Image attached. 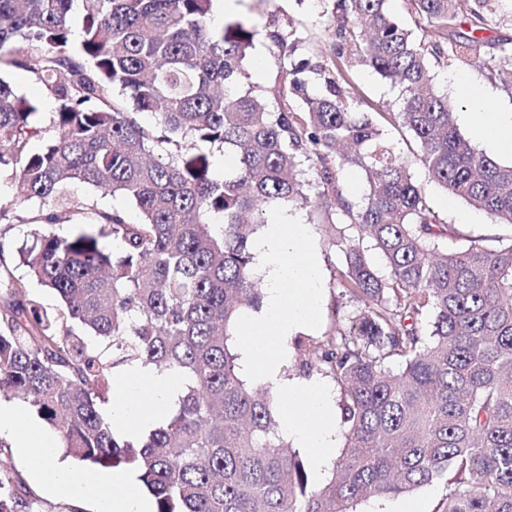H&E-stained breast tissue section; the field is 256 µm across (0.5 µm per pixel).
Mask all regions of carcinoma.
Returning <instances> with one entry per match:
<instances>
[{
	"label": "carcinoma",
	"mask_w": 512,
	"mask_h": 512,
	"mask_svg": "<svg viewBox=\"0 0 512 512\" xmlns=\"http://www.w3.org/2000/svg\"><path fill=\"white\" fill-rule=\"evenodd\" d=\"M73 2L0 0V71L28 72L55 101L45 122L0 77V168L22 187L0 200V222L30 204L47 227L11 262L0 250V393L59 428L79 461L134 472L155 512H354L370 495L441 482L442 512H512V243L440 247L448 225L385 136L408 133L429 181L512 227V164L461 135L432 74L452 63L512 71V40L481 36L512 23L507 0H407L411 27L390 0H331L325 63L289 60L296 31L273 24L284 79L271 99L238 89L257 32L232 15L214 25L213 0H82L77 42ZM355 60L399 88L397 109L361 111L347 79ZM215 149L235 160L222 179ZM347 165L367 175L362 202L344 192ZM75 183L92 195L74 197ZM116 194L138 222L99 206ZM282 201L350 230L336 239L346 269L335 288L357 309L302 345L298 367L341 394L346 442L319 486L229 344L261 306L251 245ZM80 216L71 234L51 231ZM19 267L60 307L30 295ZM135 365L188 383L170 416L131 441L101 405L110 378ZM13 484L0 472V512H19Z\"/></svg>",
	"instance_id": "cac0c4a2"
}]
</instances>
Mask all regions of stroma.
Instances as JSON below:
<instances>
[{
  "label": "stroma",
  "instance_id": "1",
  "mask_svg": "<svg viewBox=\"0 0 512 512\" xmlns=\"http://www.w3.org/2000/svg\"><path fill=\"white\" fill-rule=\"evenodd\" d=\"M235 13L258 31L255 48L245 64L247 76L242 79L241 89H253L258 93L273 95L281 85L279 56L281 50L270 43L265 32L271 23L293 25L299 36L295 55L315 61L329 59L332 55L333 29L331 18L325 13L324 0H235ZM437 87L452 93L449 76L460 77L474 87L491 93L498 107L512 109V83L505 76L489 73L480 66L465 69L456 66L437 67L433 70ZM356 95L373 109L397 107L399 91L364 66H355L349 73ZM427 201L438 214L442 223L450 225L456 237L482 238L487 245L497 246L500 237L506 236L505 226L491 223L489 218L471 208L464 200L447 196L433 182L428 181L420 167H413ZM287 211H300L305 223L310 224L315 245L322 257L324 288L322 323L319 328L302 332V339H323L330 334L334 323H346L355 309L353 303L342 296L335 287L336 280L346 266L345 257L332 243L334 230L331 225L320 223L313 208L297 209L287 204ZM17 475L14 491L18 498L34 500L36 512H96L95 498H63L46 493L31 482L28 463L12 446L10 436L0 437V468Z\"/></svg>",
  "mask_w": 512,
  "mask_h": 512
}]
</instances>
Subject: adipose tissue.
Instances as JSON below:
<instances>
[{"instance_id": "1", "label": "adipose tissue", "mask_w": 512, "mask_h": 512, "mask_svg": "<svg viewBox=\"0 0 512 512\" xmlns=\"http://www.w3.org/2000/svg\"><path fill=\"white\" fill-rule=\"evenodd\" d=\"M465 123L476 138L497 152L512 155V111L494 110L488 97H478L475 109L466 113ZM185 385L177 372L158 373L136 368L119 375L114 384L112 425L115 432L137 439L156 426L174 406ZM12 434L17 448L26 455L32 476L47 491L57 495H94L99 512H153V501L133 490L131 476L121 473H89L77 465L59 461L54 453L53 436L41 427L21 421L13 408L0 405V433ZM122 483L128 490L121 495H104L105 487Z\"/></svg>"}]
</instances>
